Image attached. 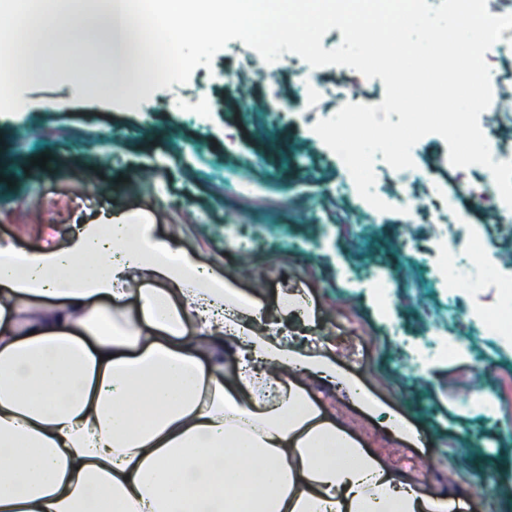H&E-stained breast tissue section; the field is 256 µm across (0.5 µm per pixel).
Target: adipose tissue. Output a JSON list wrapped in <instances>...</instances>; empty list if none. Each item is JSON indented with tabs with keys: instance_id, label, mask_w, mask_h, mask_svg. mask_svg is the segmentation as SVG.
Returning a JSON list of instances; mask_svg holds the SVG:
<instances>
[{
	"instance_id": "1",
	"label": "adipose tissue",
	"mask_w": 512,
	"mask_h": 512,
	"mask_svg": "<svg viewBox=\"0 0 512 512\" xmlns=\"http://www.w3.org/2000/svg\"><path fill=\"white\" fill-rule=\"evenodd\" d=\"M0 103L49 78L69 31L95 36L100 87L143 50L131 0H7ZM168 37L271 14L275 0H157ZM232 350L235 371L224 365ZM337 387L416 431L320 349L296 346L230 279L128 214L71 246H0V512H458L399 479L312 397Z\"/></svg>"
}]
</instances>
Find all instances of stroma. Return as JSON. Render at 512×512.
Instances as JSON below:
<instances>
[{
  "instance_id": "stroma-1",
  "label": "stroma",
  "mask_w": 512,
  "mask_h": 512,
  "mask_svg": "<svg viewBox=\"0 0 512 512\" xmlns=\"http://www.w3.org/2000/svg\"><path fill=\"white\" fill-rule=\"evenodd\" d=\"M93 36L64 38L48 63L53 78L24 81L23 110L0 106V244L33 250L67 245L74 225L103 213H131L276 317L281 289L303 294L313 317L288 318L298 342L318 338L365 392L424 437L408 443L322 387V401L399 477L453 495L479 473L495 483L470 497L472 512H512V416L498 398L512 388V336L489 314L512 311V209H502L484 166L453 167L445 140L411 149L418 178L402 180L383 160L373 190L381 212L362 199L344 162L313 127L346 103H381V79L346 67L310 68L299 56L272 63L234 40L189 81L151 87L147 61L136 91L98 90ZM492 100L479 117L490 148L512 146V45L487 59ZM48 155L45 167L33 158ZM249 180L246 199L217 194L224 169ZM467 185L470 196L458 195ZM453 196L447 208L444 196ZM472 284L458 283L461 269ZM469 325L456 336V321ZM456 336L448 354L424 346ZM360 337L356 354L342 338Z\"/></svg>"
}]
</instances>
